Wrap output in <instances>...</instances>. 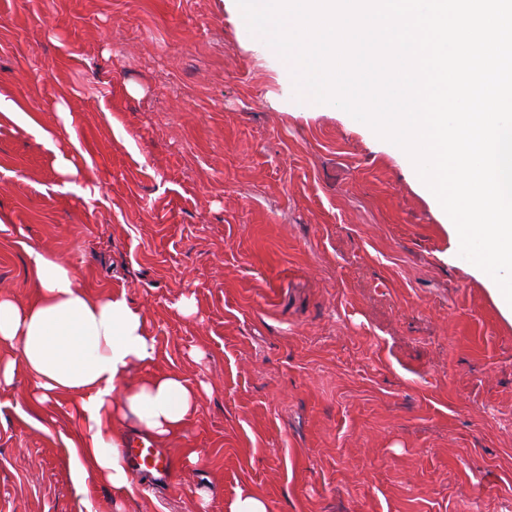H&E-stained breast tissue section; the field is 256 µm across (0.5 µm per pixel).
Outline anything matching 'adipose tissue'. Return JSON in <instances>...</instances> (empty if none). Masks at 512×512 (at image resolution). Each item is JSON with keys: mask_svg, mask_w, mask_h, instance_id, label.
I'll list each match as a JSON object with an SVG mask.
<instances>
[{"mask_svg": "<svg viewBox=\"0 0 512 512\" xmlns=\"http://www.w3.org/2000/svg\"><path fill=\"white\" fill-rule=\"evenodd\" d=\"M26 255L32 297L0 295V388L22 372L32 407L66 399L76 428L65 444L78 492L98 482L125 500L133 492L124 455L130 436L165 442L185 435L201 390L177 371L155 369L150 322L125 291L91 294L77 269L52 253L30 247Z\"/></svg>", "mask_w": 512, "mask_h": 512, "instance_id": "1", "label": "adipose tissue"}]
</instances>
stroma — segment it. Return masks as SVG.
I'll list each match as a JSON object with an SVG mask.
<instances>
[{
    "instance_id": "stroma-1",
    "label": "stroma",
    "mask_w": 512,
    "mask_h": 512,
    "mask_svg": "<svg viewBox=\"0 0 512 512\" xmlns=\"http://www.w3.org/2000/svg\"><path fill=\"white\" fill-rule=\"evenodd\" d=\"M0 294L27 248L147 313L156 366L205 382L168 483L78 495L65 407L0 390V512H502L512 323L394 148L297 92L234 0H0ZM98 186L99 194L84 191ZM191 298L185 316L177 302ZM201 452L185 464L186 449ZM39 136L45 141L47 147L53 152L55 166L64 176L77 177L80 174L78 166L73 162V153L81 152V147L76 135H71L69 139L70 149H60L55 142L56 133L52 130L43 129L36 126ZM228 512H267L265 501L251 492H239L229 504Z\"/></svg>"
}]
</instances>
